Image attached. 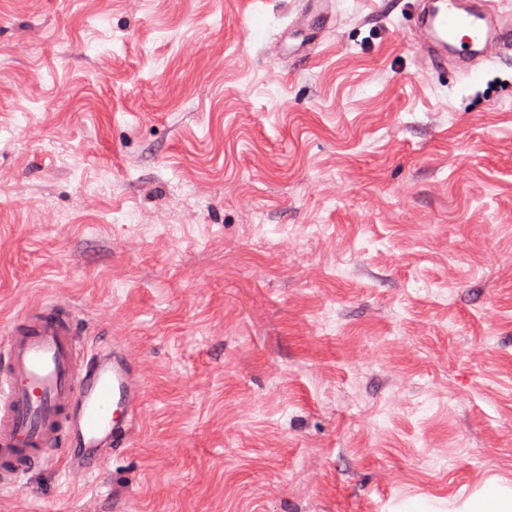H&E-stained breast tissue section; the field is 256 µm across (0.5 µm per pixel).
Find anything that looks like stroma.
Here are the masks:
<instances>
[{
    "mask_svg": "<svg viewBox=\"0 0 512 512\" xmlns=\"http://www.w3.org/2000/svg\"><path fill=\"white\" fill-rule=\"evenodd\" d=\"M0 0V333L140 355L138 436L0 512H466L512 489V59L418 66L401 0ZM303 3L294 22L283 32L280 42L271 46V51L277 55L279 51L288 46V51L299 58L307 57L314 43V32L310 31V19L313 16L326 15L332 19V0H298Z\"/></svg>",
    "mask_w": 512,
    "mask_h": 512,
    "instance_id": "35a3bbf8",
    "label": "stroma"
}]
</instances>
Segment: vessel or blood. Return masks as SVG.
<instances>
[{"label":"vessel or blood","mask_w":512,"mask_h":512,"mask_svg":"<svg viewBox=\"0 0 512 512\" xmlns=\"http://www.w3.org/2000/svg\"><path fill=\"white\" fill-rule=\"evenodd\" d=\"M332 0H302L272 53L307 57L312 17ZM409 40L420 65L472 77L512 54V10L499 0H412ZM144 384L136 356L104 338L86 349L76 311L53 303L14 320L0 337V488L14 490L55 456L75 483L120 454L137 431Z\"/></svg>","instance_id":"obj_1"}]
</instances>
